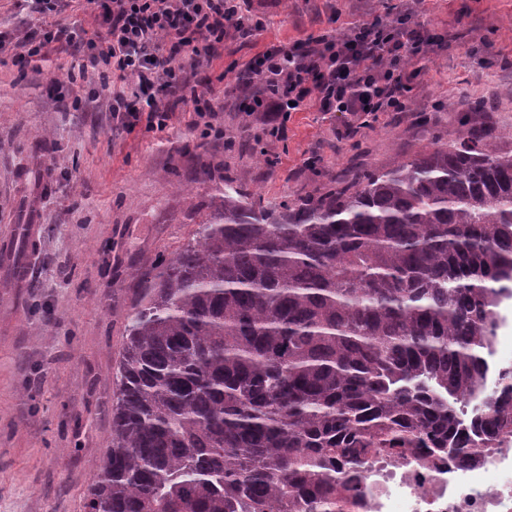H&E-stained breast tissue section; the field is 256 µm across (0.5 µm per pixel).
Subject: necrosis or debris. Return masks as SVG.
<instances>
[{
    "mask_svg": "<svg viewBox=\"0 0 512 512\" xmlns=\"http://www.w3.org/2000/svg\"><path fill=\"white\" fill-rule=\"evenodd\" d=\"M491 472L499 481H488ZM353 482L363 494L350 512H512V429L498 434L495 447L433 467L375 457Z\"/></svg>",
    "mask_w": 512,
    "mask_h": 512,
    "instance_id": "4bbe7bcc",
    "label": "necrosis or debris"
}]
</instances>
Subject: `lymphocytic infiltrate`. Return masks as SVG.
I'll return each mask as SVG.
<instances>
[{
    "label": "lymphocytic infiltrate",
    "instance_id": "lymphocytic-infiltrate-1",
    "mask_svg": "<svg viewBox=\"0 0 512 512\" xmlns=\"http://www.w3.org/2000/svg\"><path fill=\"white\" fill-rule=\"evenodd\" d=\"M70 2L18 0L38 22L0 37V63L37 55L54 43L75 46L79 70L128 82V89L113 91V112L127 125L143 122L157 130L166 128L170 115L157 103L155 88L181 91L188 68L212 55L227 28L244 26L241 0H84L98 30L80 33L53 21ZM443 43L424 26L401 18L322 35L301 51L271 48L250 64L265 81L250 112L273 137L283 132L293 106L309 100L319 111L348 112L360 120L403 111L412 63Z\"/></svg>",
    "mask_w": 512,
    "mask_h": 512
}]
</instances>
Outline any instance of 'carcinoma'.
<instances>
[{
  "label": "carcinoma",
  "instance_id": "cac0c4a2",
  "mask_svg": "<svg viewBox=\"0 0 512 512\" xmlns=\"http://www.w3.org/2000/svg\"><path fill=\"white\" fill-rule=\"evenodd\" d=\"M461 117L417 157L274 205L224 196L139 300L88 512H334L340 464L462 457L512 425V146ZM500 314L504 318L497 330L494 344V353L491 363L494 367H502L508 363L512 356V300L504 301L500 307Z\"/></svg>",
  "mask_w": 512,
  "mask_h": 512
}]
</instances>
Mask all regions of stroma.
<instances>
[{
	"label": "stroma",
	"mask_w": 512,
	"mask_h": 512,
	"mask_svg": "<svg viewBox=\"0 0 512 512\" xmlns=\"http://www.w3.org/2000/svg\"><path fill=\"white\" fill-rule=\"evenodd\" d=\"M243 15L250 34L228 30L188 73L220 137L195 127L188 95H163L164 130L125 125L96 72L69 80L65 49L0 64V249L12 250L0 261V512H86L139 290L195 237L225 179L246 175L267 202L317 193L413 157L471 101L483 107L470 124L512 131V0H249ZM405 15L447 44L420 61L404 112L362 125L308 105L268 143L240 112L248 64L268 47Z\"/></svg>",
	"instance_id": "stroma-1"
}]
</instances>
